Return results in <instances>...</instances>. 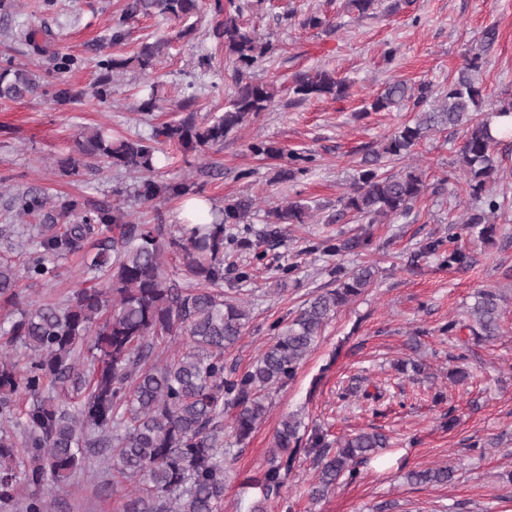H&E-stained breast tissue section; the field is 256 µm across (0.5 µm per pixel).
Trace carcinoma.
Masks as SVG:
<instances>
[{"instance_id": "1", "label": "carcinoma", "mask_w": 512, "mask_h": 512, "mask_svg": "<svg viewBox=\"0 0 512 512\" xmlns=\"http://www.w3.org/2000/svg\"><path fill=\"white\" fill-rule=\"evenodd\" d=\"M224 13L213 36L224 43V54L234 66L236 92L224 113L205 125L190 112L177 121L153 128L147 136L114 141L102 130L81 131L74 154L60 160L67 176H94L112 169L139 175L133 198L150 204L161 198L184 196V182H161L153 173L165 143L185 148L224 144V138L249 118L271 106L276 89L253 75V68L272 51V44L244 26L243 5L216 3ZM200 10L199 0H126L122 13L112 17L109 41H125L127 24L158 14L184 21ZM17 0H0V27L29 57L46 63L39 74L23 64L0 68V98L23 99L47 92L60 102L89 97L104 103L112 97L114 73L135 68L148 76L171 46L169 39L144 42L130 57L108 56L98 62L100 73L86 93L63 80L48 78L68 72L77 59L56 47L52 31L16 21ZM482 54L475 52L448 80L444 93L432 96L431 86H411L398 79L374 94L375 112L412 105L411 123L387 135L363 159L353 186L340 196L336 216L352 214L369 223L409 214L428 186L415 170L383 172L384 163L413 154L416 146L435 132L463 130L459 162L472 205L460 229L494 237L491 217L501 203L493 194L500 166L493 149L498 137L491 119L480 118L485 93L476 77ZM348 86L326 70L298 76L293 88L297 100L332 95L343 97ZM118 202L82 208L68 195H49L39 187L13 193L6 218L36 224L31 247L0 255V309L14 318L0 336V504L23 502V512H49L48 497L20 498L11 467L18 452L26 453L23 481L38 489L66 480L81 465L90 448L99 449L112 467V495L121 500L119 512H221L228 464L224 448V414L232 412V436L243 442L268 412V393L292 380L322 329L343 305L363 294L374 282V271L362 266L345 275L336 268V288L305 302L288 322L277 321L275 342L247 370L226 367L224 354L239 341L249 313L224 298V225L241 224L254 211L255 200L240 194L208 220L185 224L180 235L166 224H138L123 191ZM306 206L294 201L268 212L270 234L283 224H302ZM334 216V217H336ZM329 217L328 221H333ZM93 242L96 250L83 258V273L104 278L101 288H81L63 303H34L23 295L20 283L53 282L60 277L58 260ZM367 241L328 239L326 251L341 255L363 248ZM181 259L183 281L169 277L166 255ZM448 268L467 271L470 254L453 248L442 254ZM505 297L497 288L473 294L465 317L448 320L440 331L454 339L459 363L453 374L465 380L460 367L472 342L494 341L501 334ZM182 340L190 351L171 360L155 358L156 346ZM28 351L24 366L14 360L17 348ZM82 371L86 396L74 411L54 403L51 393ZM302 421L285 417L274 434L276 453L261 480L262 499L250 512H267V501L280 494L298 455L315 452L317 482L310 497H323L342 477L353 481L357 466L366 462L388 439L380 432H359L336 448L315 429L301 434ZM454 478L448 466L412 470V484L446 485Z\"/></svg>"}]
</instances>
